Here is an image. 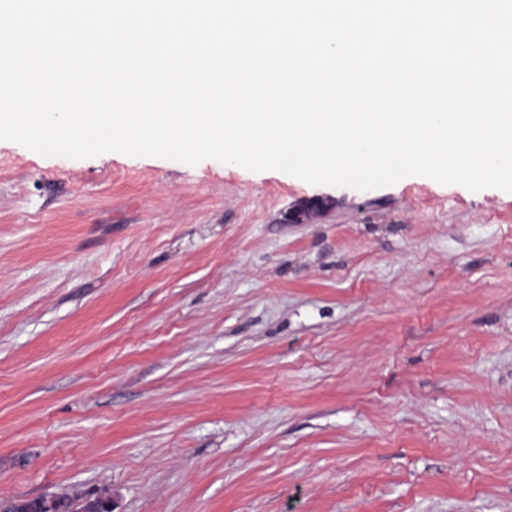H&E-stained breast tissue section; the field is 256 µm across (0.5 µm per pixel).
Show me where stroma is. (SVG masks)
<instances>
[{"label":"stroma","instance_id":"stroma-1","mask_svg":"<svg viewBox=\"0 0 512 512\" xmlns=\"http://www.w3.org/2000/svg\"><path fill=\"white\" fill-rule=\"evenodd\" d=\"M512 512V193L0 141V500Z\"/></svg>","mask_w":512,"mask_h":512}]
</instances>
